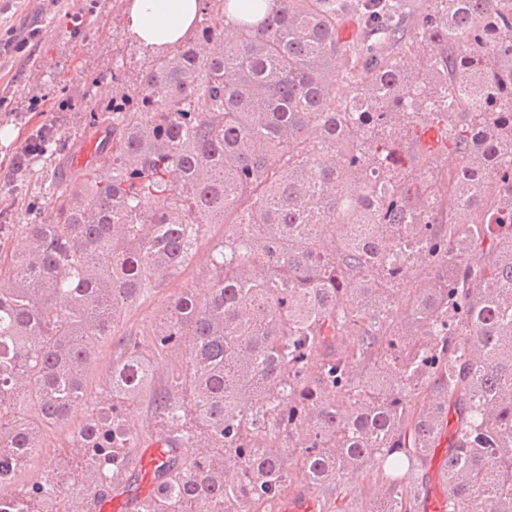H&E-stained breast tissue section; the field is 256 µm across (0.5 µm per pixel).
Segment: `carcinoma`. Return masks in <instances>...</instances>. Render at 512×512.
Instances as JSON below:
<instances>
[{
	"label": "carcinoma",
	"mask_w": 512,
	"mask_h": 512,
	"mask_svg": "<svg viewBox=\"0 0 512 512\" xmlns=\"http://www.w3.org/2000/svg\"><path fill=\"white\" fill-rule=\"evenodd\" d=\"M229 5L204 0L185 42L112 73L90 121L107 168H72L50 127L15 163L49 154L83 191L52 180L58 222L36 223L34 200L31 223L0 224V512H96L136 465L122 406L143 397L174 454L138 512H272L294 491L334 512L369 467L385 490L366 512H420L444 433L443 512H512L508 7L428 0L410 23L405 0H267L203 52ZM335 75L356 78L353 98ZM426 114L451 169L417 139ZM208 224L224 238L207 296L175 299L151 352L122 345L72 436L87 484L71 492L49 460L12 494L42 434L86 406L100 344L196 261ZM187 336L189 375L157 387L155 359Z\"/></svg>",
	"instance_id": "obj_1"
}]
</instances>
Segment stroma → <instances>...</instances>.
I'll return each instance as SVG.
<instances>
[{"instance_id":"stroma-1","label":"stroma","mask_w":512,"mask_h":512,"mask_svg":"<svg viewBox=\"0 0 512 512\" xmlns=\"http://www.w3.org/2000/svg\"><path fill=\"white\" fill-rule=\"evenodd\" d=\"M125 0H0V40L23 43L22 51L0 47V126L15 136L0 142V199L10 201L9 221L26 224L29 198L38 189L14 172V161L42 125L63 140L81 139L94 111L112 98V72L146 64L142 47L124 22ZM210 285L205 262L153 289L117 325L115 342L103 347L87 373L89 403H96L101 378L120 350L119 339H142L163 311L184 291L204 297ZM125 420L140 448H155L166 427L148 400L127 403Z\"/></svg>"}]
</instances>
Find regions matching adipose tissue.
<instances>
[{
    "label": "adipose tissue",
    "instance_id": "1",
    "mask_svg": "<svg viewBox=\"0 0 512 512\" xmlns=\"http://www.w3.org/2000/svg\"><path fill=\"white\" fill-rule=\"evenodd\" d=\"M201 9V0H128L125 24L136 42L163 51L190 37Z\"/></svg>",
    "mask_w": 512,
    "mask_h": 512
}]
</instances>
